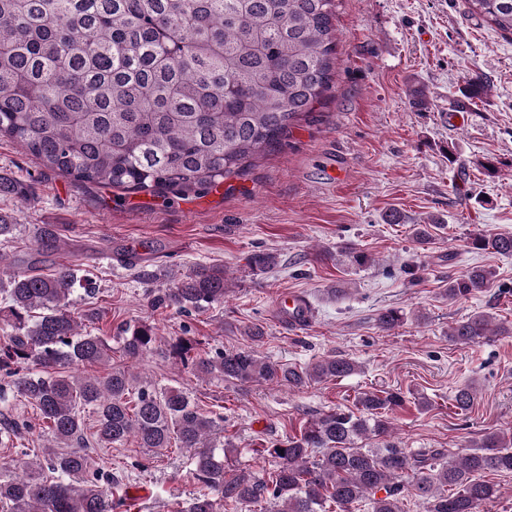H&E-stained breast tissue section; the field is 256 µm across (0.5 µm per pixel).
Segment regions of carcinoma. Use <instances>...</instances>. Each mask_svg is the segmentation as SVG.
I'll return each instance as SVG.
<instances>
[{
  "mask_svg": "<svg viewBox=\"0 0 512 512\" xmlns=\"http://www.w3.org/2000/svg\"><path fill=\"white\" fill-rule=\"evenodd\" d=\"M469 12L512 34V0H465ZM335 0H0V136L22 143L44 167L76 181L131 193L211 187L244 175L248 159L286 136L310 113L333 80ZM0 193L29 189L0 174ZM36 243L51 253L64 240L42 225ZM474 249L512 255V236L478 233ZM278 256L258 252L261 271ZM496 272L476 266L448 275V300L492 288ZM73 269L50 274L12 273L0 281V403L21 397L34 405L50 440L23 463H0V512H114L124 506L107 487L116 474L95 468L91 444L121 445L134 437L154 453L189 450L192 474L206 487L187 512H224L263 501L272 512H405L415 498L425 512H483L500 498L488 474H512V434L487 432L467 452L412 450L386 439L388 414L405 405L404 393L367 390L356 410L338 408L307 421L300 432L262 447L274 462L268 476L226 469L217 436L224 418L200 410L182 388H158L114 367L85 376L80 368L106 364L112 346L78 332L67 311L75 292ZM224 267L198 265L174 276L153 302L183 312L224 302ZM404 321L398 309L377 316L383 330ZM507 329L476 312L448 330L453 343H479ZM248 345L196 354L191 342L173 347L174 358L199 377L240 384L276 382L301 391L313 383L350 376L359 365L341 355L306 366H285L259 355L265 332L243 330ZM131 363L156 341L155 327H120L114 337ZM477 387L455 390L453 406L467 415ZM94 417V441L84 434ZM31 432L27 424L0 428V444ZM377 438L378 448L363 442Z\"/></svg>",
  "mask_w": 512,
  "mask_h": 512,
  "instance_id": "cac0c4a2",
  "label": "carcinoma"
}]
</instances>
